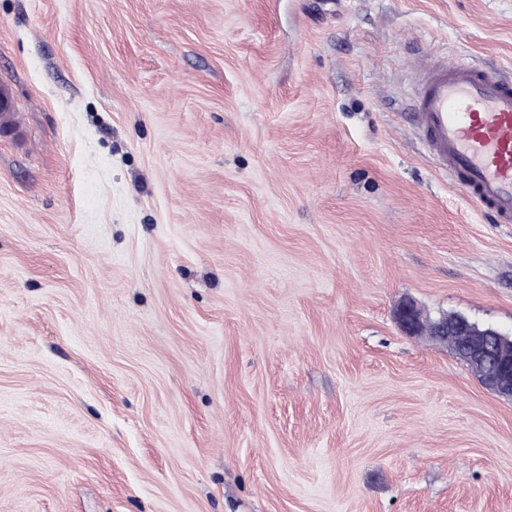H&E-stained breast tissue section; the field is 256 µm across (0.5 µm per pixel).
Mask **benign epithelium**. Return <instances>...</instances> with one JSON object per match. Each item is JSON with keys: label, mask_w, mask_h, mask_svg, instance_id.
<instances>
[{"label": "benign epithelium", "mask_w": 512, "mask_h": 512, "mask_svg": "<svg viewBox=\"0 0 512 512\" xmlns=\"http://www.w3.org/2000/svg\"><path fill=\"white\" fill-rule=\"evenodd\" d=\"M401 330L413 336L420 335L423 320L420 309L405 301L396 310ZM432 335L443 344L448 340L464 345L468 363L477 369L481 384L500 398L512 401V337H500L492 327L481 328L467 317L443 314L431 324Z\"/></svg>", "instance_id": "1"}]
</instances>
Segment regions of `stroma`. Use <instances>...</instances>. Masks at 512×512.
<instances>
[{
	"mask_svg": "<svg viewBox=\"0 0 512 512\" xmlns=\"http://www.w3.org/2000/svg\"><path fill=\"white\" fill-rule=\"evenodd\" d=\"M512 0H0V512H512V402L402 332L512 335V224L415 62ZM396 320L407 335L418 336L423 327L420 309L411 301H405L396 310Z\"/></svg>",
	"mask_w": 512,
	"mask_h": 512,
	"instance_id": "stroma-1",
	"label": "stroma"
}]
</instances>
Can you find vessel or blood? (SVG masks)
<instances>
[{
	"label": "vessel or blood",
	"mask_w": 512,
	"mask_h": 512,
	"mask_svg": "<svg viewBox=\"0 0 512 512\" xmlns=\"http://www.w3.org/2000/svg\"><path fill=\"white\" fill-rule=\"evenodd\" d=\"M415 118L435 164L498 224H512V80L495 67L419 61Z\"/></svg>",
	"instance_id": "1"
}]
</instances>
